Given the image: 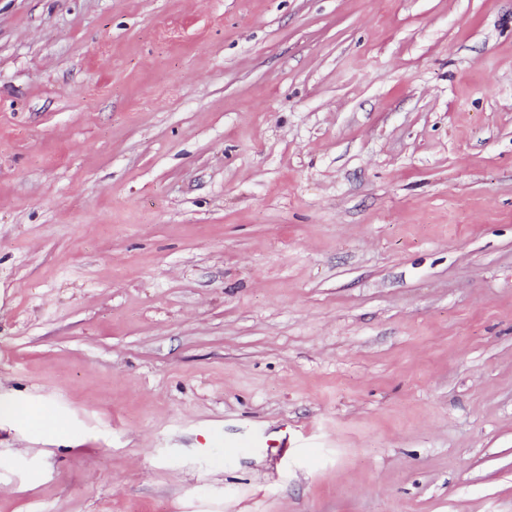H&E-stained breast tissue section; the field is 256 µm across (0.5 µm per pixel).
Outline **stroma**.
Segmentation results:
<instances>
[{
    "instance_id": "1",
    "label": "stroma",
    "mask_w": 512,
    "mask_h": 512,
    "mask_svg": "<svg viewBox=\"0 0 512 512\" xmlns=\"http://www.w3.org/2000/svg\"><path fill=\"white\" fill-rule=\"evenodd\" d=\"M0 512H512V0H0Z\"/></svg>"
}]
</instances>
